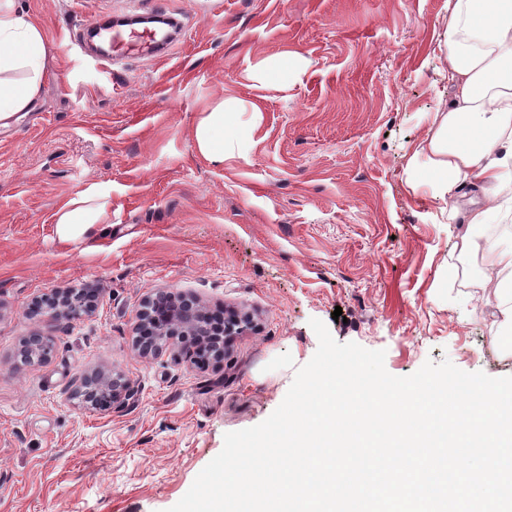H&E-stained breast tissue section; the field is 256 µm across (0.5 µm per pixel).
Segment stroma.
<instances>
[{
    "instance_id": "stroma-1",
    "label": "stroma",
    "mask_w": 512,
    "mask_h": 512,
    "mask_svg": "<svg viewBox=\"0 0 512 512\" xmlns=\"http://www.w3.org/2000/svg\"><path fill=\"white\" fill-rule=\"evenodd\" d=\"M39 17L50 70L33 109L0 127V512H168L222 450L262 423L318 349L385 351L395 376L426 361L512 376L497 345L490 269L461 259L457 222L426 182L432 115L447 104L440 49L448 0H18ZM185 19L162 61L112 68L66 47L100 11ZM303 56L294 83H255L261 60ZM244 150L214 163L194 127L219 99ZM97 185L112 226L59 244L53 217ZM95 286L93 315L51 322L36 306ZM160 290L208 311L257 312L221 366L200 373L132 346L141 300ZM342 320H334V310ZM50 337L43 362L15 367L21 340ZM118 367L133 404L82 409L81 374Z\"/></svg>"
}]
</instances>
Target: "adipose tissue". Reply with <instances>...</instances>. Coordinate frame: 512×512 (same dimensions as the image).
Here are the masks:
<instances>
[{"label":"adipose tissue","instance_id":"ef3b65f1","mask_svg":"<svg viewBox=\"0 0 512 512\" xmlns=\"http://www.w3.org/2000/svg\"><path fill=\"white\" fill-rule=\"evenodd\" d=\"M442 50L453 95L433 117L424 151L435 198L461 223L455 246L461 256L485 254L495 275L499 347L512 348V229L489 240L486 226L512 208V0H448ZM50 54L42 21L22 14L16 0H0V125L29 112L39 97ZM253 103L220 100L209 105L194 130L197 151L220 163L224 131ZM465 184L480 188L484 201L456 205ZM112 202L91 188L55 214L54 234L72 245L109 228Z\"/></svg>","mask_w":512,"mask_h":512}]
</instances>
